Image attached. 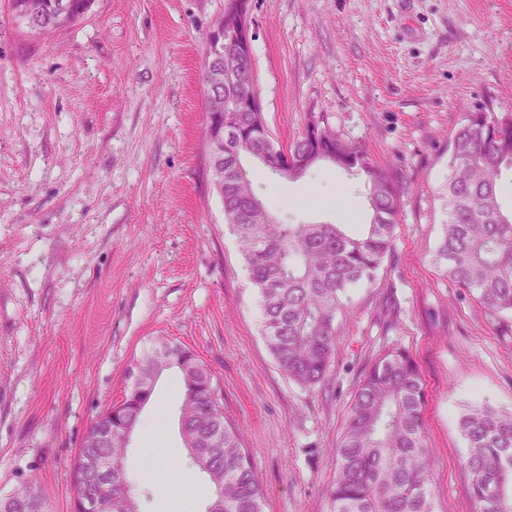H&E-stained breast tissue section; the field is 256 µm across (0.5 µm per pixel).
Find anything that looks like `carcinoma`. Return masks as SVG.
<instances>
[{
	"instance_id": "obj_1",
	"label": "carcinoma",
	"mask_w": 512,
	"mask_h": 512,
	"mask_svg": "<svg viewBox=\"0 0 512 512\" xmlns=\"http://www.w3.org/2000/svg\"><path fill=\"white\" fill-rule=\"evenodd\" d=\"M94 0H11L15 20L28 19L27 4L45 5L43 31L59 29L63 10L78 22ZM272 133L262 112L224 113V223L237 236L249 279L262 301L261 335L289 379L321 383L331 366L336 321L347 291L370 282L392 252L399 221L400 192L391 172L375 165L364 147L344 140L321 118L310 116L288 146L280 178L297 181L324 165L363 182L370 222L359 234L347 224H288L270 212L255 189L245 160L268 151ZM246 169L241 177L236 166ZM448 221L437 261L448 279L476 296L492 315L512 313V210L502 209L497 187L512 172V112L483 104L465 115L448 146ZM139 383L102 410L100 424L112 440L81 446L74 464L75 497L122 498L140 512L125 465L128 441L141 422L155 385L168 370L179 374L180 432L191 464L208 476L214 495L206 512H263V490L242 440L240 427L224 417L214 374L196 353L161 340L137 360ZM425 391L418 365L404 349L384 354L367 372L350 406L336 448V479L329 489L331 512H433L431 467L424 445ZM468 444L466 467L475 512H512V412L471 408L460 419ZM112 472L100 475L104 459ZM41 498L36 483L21 485L12 512H30Z\"/></svg>"
}]
</instances>
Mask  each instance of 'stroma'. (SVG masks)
I'll return each instance as SVG.
<instances>
[{
  "label": "stroma",
  "instance_id": "stroma-1",
  "mask_svg": "<svg viewBox=\"0 0 512 512\" xmlns=\"http://www.w3.org/2000/svg\"><path fill=\"white\" fill-rule=\"evenodd\" d=\"M224 0H95L34 41L0 0V497L36 480L70 512L95 416L121 400L154 337L219 382L264 489L263 512H330L335 450L366 372L408 350L425 384L434 512H475L460 417L512 411V315L489 314L436 261L448 144L484 102L512 110V0H252L257 91L276 142L309 116L361 142L401 190L394 248L350 289L325 380L288 379L205 150L207 35ZM292 224L369 221L361 184L330 168L256 179ZM163 374L126 464L141 512H205L213 495L178 432Z\"/></svg>",
  "mask_w": 512,
  "mask_h": 512
}]
</instances>
